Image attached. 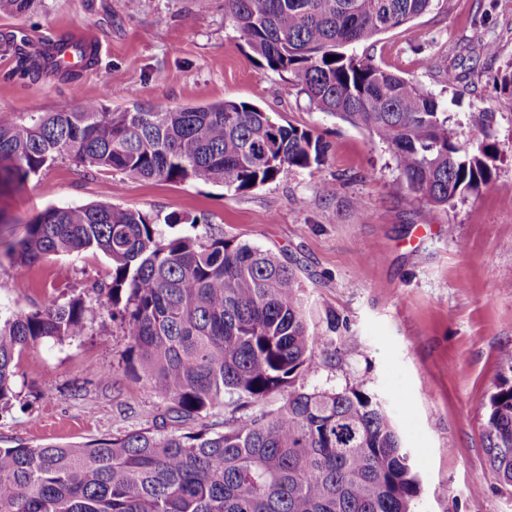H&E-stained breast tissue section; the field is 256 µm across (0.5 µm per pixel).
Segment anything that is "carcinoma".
Wrapping results in <instances>:
<instances>
[{
    "label": "carcinoma",
    "instance_id": "1",
    "mask_svg": "<svg viewBox=\"0 0 512 512\" xmlns=\"http://www.w3.org/2000/svg\"><path fill=\"white\" fill-rule=\"evenodd\" d=\"M432 2L224 0V15L269 69L295 76L317 111L389 148L409 201L443 206L491 182L493 113H469L476 145L462 144L435 95L342 52ZM13 50V75L36 81L49 71V52ZM325 157L312 130L276 123L247 101L160 107L134 95L120 112L95 99L25 118L0 110V194L59 160L240 192ZM90 251L112 262L110 281L91 285L96 299L0 312V412L16 397L25 349L78 339L110 306L128 329L130 368L170 403L175 428L0 448V512H414L420 480L381 405L356 388L294 386L313 371V336L301 284L275 254L207 231L167 236L148 215L110 203L48 207L6 253L35 264ZM276 394L282 403L266 409ZM487 408V466L512 485V384L497 386ZM215 410L224 430L183 428Z\"/></svg>",
    "mask_w": 512,
    "mask_h": 512
}]
</instances>
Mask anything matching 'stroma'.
Here are the masks:
<instances>
[{
	"instance_id": "obj_1",
	"label": "stroma",
	"mask_w": 512,
	"mask_h": 512,
	"mask_svg": "<svg viewBox=\"0 0 512 512\" xmlns=\"http://www.w3.org/2000/svg\"><path fill=\"white\" fill-rule=\"evenodd\" d=\"M70 29L102 45L95 66L70 81L11 78L14 59L0 43V110L24 117L92 98L118 112L134 94L165 107L247 101L314 130L327 155L244 192L202 180L92 176L56 162L0 197V309L26 313L63 300L112 269L100 252L11 262L7 244L47 207L111 203L160 223L178 218L180 233L207 218L213 235L271 250L296 270L316 363L297 383L358 388L381 403L420 479L415 512H512V486L488 471L484 443L485 402L496 384L512 383L502 358L512 349V93L499 86L512 64V0H435L412 24L353 49L447 103L461 142L474 140L469 113L494 114L499 159L490 184L440 207L407 203L387 146L311 107L290 73L250 50L225 19L224 0H34L21 15L0 8V40ZM477 31L495 40L496 57L472 45ZM451 69L461 79L450 88ZM128 342L104 313L78 340L25 351L16 397L0 414V446L82 445L150 426L167 405L126 370Z\"/></svg>"
}]
</instances>
